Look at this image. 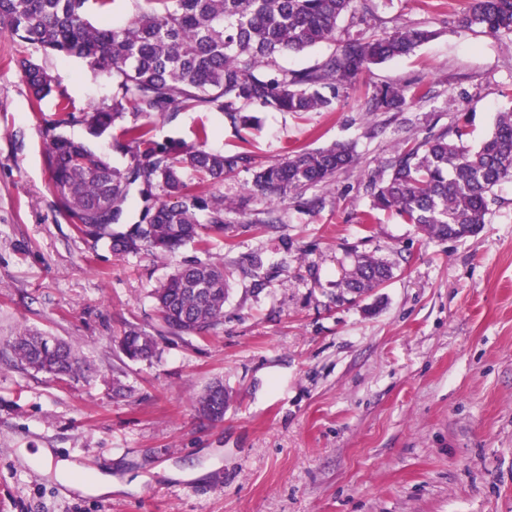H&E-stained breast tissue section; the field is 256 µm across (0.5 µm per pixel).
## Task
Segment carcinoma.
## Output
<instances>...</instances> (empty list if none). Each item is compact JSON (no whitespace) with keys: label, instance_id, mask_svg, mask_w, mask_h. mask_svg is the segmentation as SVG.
<instances>
[{"label":"carcinoma","instance_id":"1","mask_svg":"<svg viewBox=\"0 0 512 512\" xmlns=\"http://www.w3.org/2000/svg\"><path fill=\"white\" fill-rule=\"evenodd\" d=\"M88 0H0V32L45 53L83 59L97 75L112 80V104L76 110L59 103L61 116L49 124L46 162L60 208L84 235L111 240L116 254L145 249L173 254L196 242L206 248L224 236V213L244 212L252 203L266 206L267 217L246 224L272 232L281 223L278 204L290 195L303 206L321 210L325 199L305 197L337 171L351 167L352 147L337 143L318 150L300 149L284 161L257 170L246 152L218 153L206 147L201 130L193 144L159 143L146 123L121 129L116 148L130 154L126 172L113 168L89 146L56 133L79 122L92 136L107 132L127 109L138 116H164L202 106L224 113L235 128L248 129L252 105L277 112H327L339 90L353 85L372 65L411 54L436 32L417 26L381 37L337 33V22L353 10L354 0H145L149 8L122 26L92 24ZM462 27L492 36L512 35V0H471L459 20ZM339 46L321 63L301 70L274 68L276 58L326 42ZM34 103L52 92V79L27 57L17 60ZM414 100L397 84L374 89L371 107L401 110ZM464 128L450 140L440 135L402 150L381 182L369 180L373 208L393 211L407 224L440 240L472 237L481 231L493 201V189L512 179V111L497 114L494 130L478 147L462 144ZM246 170L250 185L236 203L211 188ZM140 185V220L125 230L112 225L122 216L129 186ZM206 219H200V213ZM393 264L359 257L341 285L359 296L393 276ZM246 274L264 285L269 274L261 256ZM228 281L221 262H193L176 268L153 293L161 327L171 336H203L221 324ZM15 364L55 379L76 377L80 357L62 340L22 329L7 343ZM157 342L132 327L119 348L133 361L148 360ZM200 415L224 418V384L212 383L195 401Z\"/></svg>","mask_w":512,"mask_h":512}]
</instances>
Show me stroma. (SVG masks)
Wrapping results in <instances>:
<instances>
[{
  "label": "stroma",
  "mask_w": 512,
  "mask_h": 512,
  "mask_svg": "<svg viewBox=\"0 0 512 512\" xmlns=\"http://www.w3.org/2000/svg\"><path fill=\"white\" fill-rule=\"evenodd\" d=\"M366 35L426 26L434 39L370 66L331 112H257L250 130L223 113L188 108L148 123L156 141L248 152L255 166L289 149L351 144L357 162L283 222L259 234L225 215L210 252L114 254L56 205L44 129L61 98L76 108L112 102V85L78 58L0 38V350L24 328L71 344L76 379L58 381L0 353V512H512V181L494 188L477 236L440 241L373 209L369 175H388L408 144L454 133L478 146L512 109V36L459 27L468 0H370ZM24 54L53 78L33 105L11 59ZM401 83L422 99L371 112L375 87ZM62 135L127 170L112 128ZM261 254L268 282L241 269ZM393 261V279L366 297L340 296L354 254ZM223 262L224 319L207 339L159 335L153 291L183 263ZM157 336V353L132 361L118 342L128 327ZM125 385L112 389L113 379ZM223 381L218 422L193 402ZM113 476L140 477L137 492L71 491L32 468L25 451ZM203 468L173 480L165 467Z\"/></svg>",
  "instance_id": "1"
}]
</instances>
